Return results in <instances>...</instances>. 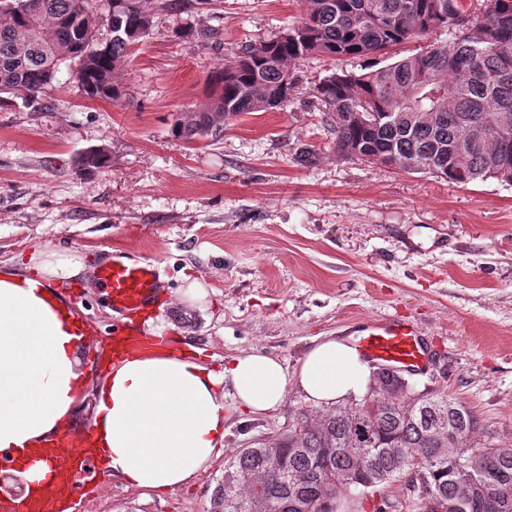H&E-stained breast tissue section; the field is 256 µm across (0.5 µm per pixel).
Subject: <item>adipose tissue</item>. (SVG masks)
Returning a JSON list of instances; mask_svg holds the SVG:
<instances>
[{
	"instance_id": "1",
	"label": "adipose tissue",
	"mask_w": 512,
	"mask_h": 512,
	"mask_svg": "<svg viewBox=\"0 0 512 512\" xmlns=\"http://www.w3.org/2000/svg\"><path fill=\"white\" fill-rule=\"evenodd\" d=\"M76 252L46 244L25 272L0 273V450L16 458L11 472L24 499L43 496L48 465L37 453L87 395H94L95 458L106 476L139 492L186 486L224 447L230 403L261 414L279 406L298 382L317 407L362 395L370 370L356 348L318 337L296 371L260 350L215 369L197 348L133 357L87 385L80 347L50 295L52 282L90 277Z\"/></svg>"
}]
</instances>
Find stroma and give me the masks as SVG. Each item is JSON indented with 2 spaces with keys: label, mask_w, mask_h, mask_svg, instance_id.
Listing matches in <instances>:
<instances>
[{
  "label": "stroma",
  "mask_w": 512,
  "mask_h": 512,
  "mask_svg": "<svg viewBox=\"0 0 512 512\" xmlns=\"http://www.w3.org/2000/svg\"><path fill=\"white\" fill-rule=\"evenodd\" d=\"M302 15L300 0H212L203 13L163 17L133 46L128 98L88 99L64 66L42 95L48 110L1 104L0 272L47 243L90 266L116 245L142 254L164 283L155 322L217 366L257 349L293 372L315 337L353 320L408 317L445 359L414 378L416 389L458 399L480 433L511 448L512 185L337 160L313 89L332 72H363L369 56L305 60L286 110L239 116L220 142L171 133L179 112L207 103L209 71ZM202 27L219 40L202 41ZM302 146L315 163L297 160ZM92 148L109 154L108 167L78 166ZM195 281L207 292L201 305L182 296ZM55 287L99 336L111 335L101 288L80 279ZM303 412L319 418L291 383L274 411H232L221 454L192 484L144 498L120 478L100 479L81 512H212L225 462ZM383 496L417 512L404 478L378 493L352 489L343 510L373 512Z\"/></svg>",
  "instance_id": "obj_1"
}]
</instances>
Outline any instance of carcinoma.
<instances>
[{
    "mask_svg": "<svg viewBox=\"0 0 512 512\" xmlns=\"http://www.w3.org/2000/svg\"><path fill=\"white\" fill-rule=\"evenodd\" d=\"M101 0H0V102L20 98L35 112L66 63L76 66L89 99L117 101L135 41L107 37L90 49ZM120 28L150 32L157 15L202 11L210 0H122ZM468 0H304L288 35L248 47L212 71L210 101L182 111L172 131L186 143L224 138L226 121L288 107L296 83L282 82L307 58L384 55L434 31L446 42L361 74L332 73L315 87L330 116L336 158L431 173L456 185L495 179L512 185V0H487L478 19ZM105 150L79 156L86 170L106 167ZM363 396L326 408L316 427L306 416L288 432L256 442L224 466L215 512H336L337 500L362 481L386 487L405 472L425 505L446 512H512V448L476 438L479 422L445 394L418 391L402 375L375 370ZM402 448L406 456L392 453ZM473 480L455 481L448 449Z\"/></svg>",
    "mask_w": 512,
    "mask_h": 512,
    "instance_id": "carcinoma-1",
    "label": "carcinoma"
}]
</instances>
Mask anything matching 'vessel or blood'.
Returning <instances> with one entry per match:
<instances>
[{
    "instance_id": "obj_1",
    "label": "vessel or blood",
    "mask_w": 512,
    "mask_h": 512,
    "mask_svg": "<svg viewBox=\"0 0 512 512\" xmlns=\"http://www.w3.org/2000/svg\"><path fill=\"white\" fill-rule=\"evenodd\" d=\"M95 279L114 313L112 336L102 345L112 359L165 346L163 340L145 336L139 325L140 317L162 302L158 264L118 249L111 261L97 267ZM344 333L373 367L418 376L432 371L438 347L411 320L382 317L346 327ZM168 349L173 354L180 351L176 345ZM92 444L91 429L78 423H66L48 436L38 454L50 467L49 488L44 497L24 504V512H58V502L72 500L81 483H93Z\"/></svg>"
}]
</instances>
